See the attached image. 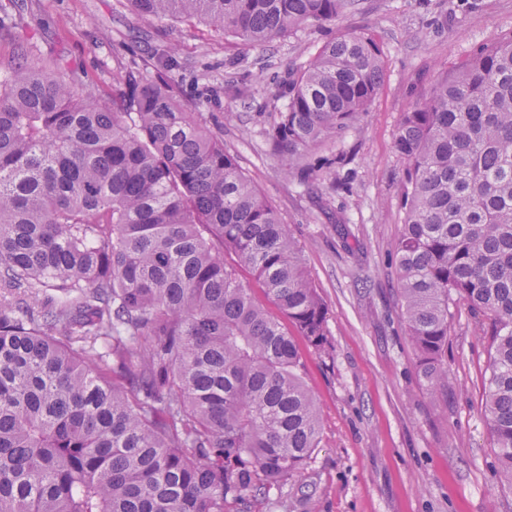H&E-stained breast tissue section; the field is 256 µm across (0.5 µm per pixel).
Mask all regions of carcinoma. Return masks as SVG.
Returning <instances> with one entry per match:
<instances>
[{"mask_svg": "<svg viewBox=\"0 0 512 512\" xmlns=\"http://www.w3.org/2000/svg\"><path fill=\"white\" fill-rule=\"evenodd\" d=\"M129 2L262 49L356 6ZM382 79L364 32L288 72L263 131L286 173L344 169L316 150L361 121ZM119 96L121 111L103 106L22 45L0 78V512H254L308 464L320 417L292 337L238 268L320 353L328 311L301 246L203 113L184 110L175 78ZM394 147L408 164L396 245L407 336L440 389L450 307L481 317L483 411L512 486V35L403 113Z\"/></svg>", "mask_w": 512, "mask_h": 512, "instance_id": "obj_1", "label": "carcinoma"}]
</instances>
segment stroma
<instances>
[{
    "instance_id": "1",
    "label": "stroma",
    "mask_w": 512,
    "mask_h": 512,
    "mask_svg": "<svg viewBox=\"0 0 512 512\" xmlns=\"http://www.w3.org/2000/svg\"><path fill=\"white\" fill-rule=\"evenodd\" d=\"M360 31L381 49L383 80L338 143L351 159L348 191L284 177V159L261 133L277 118L278 75L335 33ZM511 32L512 0H358L336 26H306L264 50L196 21H144L129 0H27L0 26V73L23 42L36 62L63 65L107 106L152 75L151 48L168 50L185 110L204 113L302 244L328 308L329 354L300 347L321 441L260 512H512L483 414L489 339L476 316L463 303L453 309L444 391L428 387L406 336L395 265L405 163L394 149L403 113L456 62ZM208 85L220 100L206 107Z\"/></svg>"
}]
</instances>
